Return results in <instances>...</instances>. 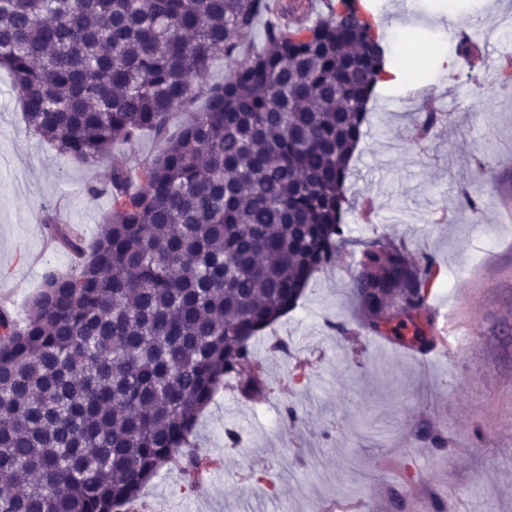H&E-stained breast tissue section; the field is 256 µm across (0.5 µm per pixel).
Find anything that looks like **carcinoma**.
<instances>
[{
  "instance_id": "cac0c4a2",
  "label": "carcinoma",
  "mask_w": 512,
  "mask_h": 512,
  "mask_svg": "<svg viewBox=\"0 0 512 512\" xmlns=\"http://www.w3.org/2000/svg\"><path fill=\"white\" fill-rule=\"evenodd\" d=\"M325 5L295 27L284 0H0V69L29 130L80 163L165 138L137 178L112 166L88 188L112 198L91 243L46 215L83 260L45 274L25 320L0 311V512H129L171 463L194 485L212 462L190 440L203 410L232 381L265 390L253 343L347 243L344 185L385 63L367 4ZM218 55L224 81L166 138ZM433 278L377 240L350 288L366 328L420 336ZM396 304L407 322L388 330Z\"/></svg>"
}]
</instances>
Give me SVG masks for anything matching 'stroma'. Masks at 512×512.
<instances>
[{"instance_id": "stroma-1", "label": "stroma", "mask_w": 512, "mask_h": 512, "mask_svg": "<svg viewBox=\"0 0 512 512\" xmlns=\"http://www.w3.org/2000/svg\"><path fill=\"white\" fill-rule=\"evenodd\" d=\"M485 2L482 14L475 0H407L375 12L381 37L411 39L394 53L405 80L377 86L351 161L349 240L256 341L265 393L247 400L224 388L200 417L194 439L220 467L193 487L164 467L135 512H316L337 500L370 506L375 490L407 501L408 512H435L440 502L445 512H512V72L494 77L492 55L512 0ZM446 29L476 38L480 56L436 69ZM428 111L442 120L413 144ZM164 145L147 131L117 145L110 163L135 170ZM482 154L494 169L485 181L476 178ZM101 173L27 131L20 92L0 70V290L11 292L18 317L45 272L72 266L62 251L26 263L42 247L45 213L68 201L66 223L95 236L112 207L109 195L86 191ZM379 238L433 261L429 295L449 325H469L467 345L427 363L368 344L350 273L363 243ZM286 408L294 420L281 421ZM229 428L237 444L227 443Z\"/></svg>"}]
</instances>
